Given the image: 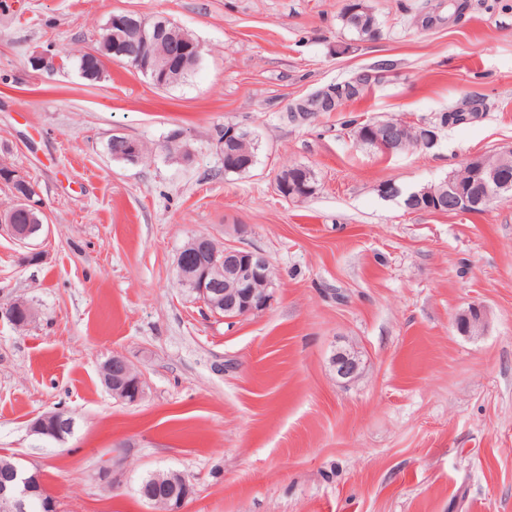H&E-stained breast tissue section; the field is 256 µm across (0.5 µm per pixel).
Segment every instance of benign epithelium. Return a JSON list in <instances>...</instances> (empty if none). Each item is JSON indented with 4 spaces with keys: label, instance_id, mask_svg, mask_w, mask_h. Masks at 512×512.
Here are the masks:
<instances>
[{
    "label": "benign epithelium",
    "instance_id": "obj_1",
    "mask_svg": "<svg viewBox=\"0 0 512 512\" xmlns=\"http://www.w3.org/2000/svg\"><path fill=\"white\" fill-rule=\"evenodd\" d=\"M167 27L163 23L153 29H146L141 15L135 12H124L112 15L102 36L103 48L106 51L124 47L129 38L136 39L149 53H140L135 58L137 71L150 80H157L156 69L159 68V56H182L188 62L198 51L196 43L188 40V44L177 49L164 48L162 31ZM382 75L375 72H362L353 79L341 84H330L316 94L305 97L300 102L302 112H340L347 98L362 90L371 88L380 82ZM417 144L420 148L429 149L435 146L437 135L427 122L418 123ZM471 177L479 178L485 193L477 203L463 193L459 181L446 180L448 194L441 199L442 206L437 211L448 213H466L474 205L488 209L491 204L512 192V150L508 149L493 155L480 156L465 164ZM8 175V179L21 187L14 192L13 205L0 212V226L22 246L33 248L46 231L44 220L36 224H16L15 216L22 212L31 214L34 210H42L39 201L34 199L36 191L28 179L19 172L8 167L0 169ZM188 248L203 251L212 256L211 263L199 270H180L184 283L193 288L199 301L212 313H217L218 302H224V312L234 318L243 317L266 308L271 300L270 288L273 287L271 277L272 264L261 253L247 251L235 246H215L208 235L193 237ZM485 323V314L478 306L471 307L468 312L458 315L455 320L456 329L465 334L479 332ZM336 379L349 383L359 377L361 361L358 352L352 348L341 347L331 358ZM101 376L105 386L114 394H120L121 400L129 403L138 402L143 396V380L130 362L121 355H114L102 366ZM74 419L65 411H52L40 415L32 424V431L45 438L62 440L73 431ZM180 489L174 492L168 502V512H184L185 505L194 495V486L183 475H178ZM40 483L36 473L25 469L16 470L6 481L0 482V512H32L40 506L41 512H56L55 502L36 499V484Z\"/></svg>",
    "mask_w": 512,
    "mask_h": 512
}]
</instances>
